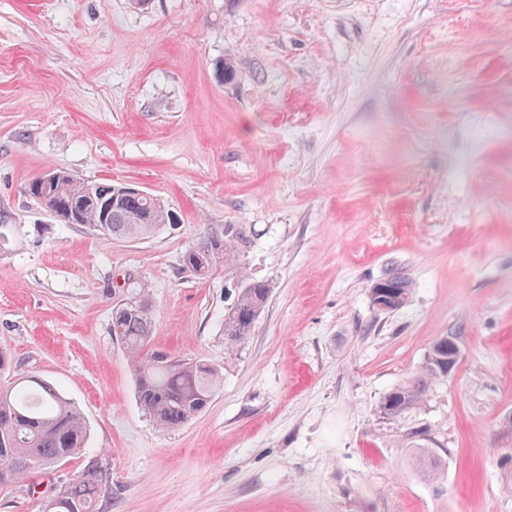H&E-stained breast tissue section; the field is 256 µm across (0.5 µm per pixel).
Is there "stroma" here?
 <instances>
[{
    "label": "stroma",
    "mask_w": 512,
    "mask_h": 512,
    "mask_svg": "<svg viewBox=\"0 0 512 512\" xmlns=\"http://www.w3.org/2000/svg\"><path fill=\"white\" fill-rule=\"evenodd\" d=\"M55 168L179 221L60 223L25 192ZM239 226L233 263L184 269ZM0 230V379L55 384L88 435L0 512H44L91 457L96 512H512V0H0ZM395 268L414 291L382 315ZM242 274L270 294L229 351ZM138 299L154 350L223 373L171 431L112 334ZM442 336L460 359L422 414L448 450L427 483L375 407ZM376 284L386 288H371L370 300L373 309L386 314L404 307L410 300L413 288L409 277L402 271H392ZM381 305H385L383 308Z\"/></svg>",
    "instance_id": "obj_1"
}]
</instances>
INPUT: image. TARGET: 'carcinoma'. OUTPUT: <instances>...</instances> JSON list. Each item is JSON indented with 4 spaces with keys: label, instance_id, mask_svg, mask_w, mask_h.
I'll return each mask as SVG.
<instances>
[{
    "label": "carcinoma",
    "instance_id": "1",
    "mask_svg": "<svg viewBox=\"0 0 512 512\" xmlns=\"http://www.w3.org/2000/svg\"><path fill=\"white\" fill-rule=\"evenodd\" d=\"M62 182L50 198L36 190V180L26 185L29 196L53 209L70 208L78 223L126 238L148 236L170 223L171 210L155 197L112 199V183L85 181L61 169ZM243 229L207 233L183 256L184 267L196 276L213 266L231 263ZM371 289L373 309L386 314L404 307L413 288L409 277L392 271ZM270 288L263 281L240 275L236 300L224 313V347L234 350L250 337L263 311ZM112 333L135 364L137 399L141 409L162 430L180 427L201 412L221 385L213 365L185 361L150 351L153 316L148 302L129 306L112 317ZM454 346L450 337L435 340L418 370L381 397L376 406L379 423L394 433V441L407 449L416 476L434 482L442 474L446 451L422 422L433 386L450 377L448 359ZM86 426L81 414L56 388L29 375L0 385V489L8 488L46 466L66 461L85 446ZM107 472L91 459L60 495L48 501L46 512H95Z\"/></svg>",
    "mask_w": 512,
    "mask_h": 512
}]
</instances>
